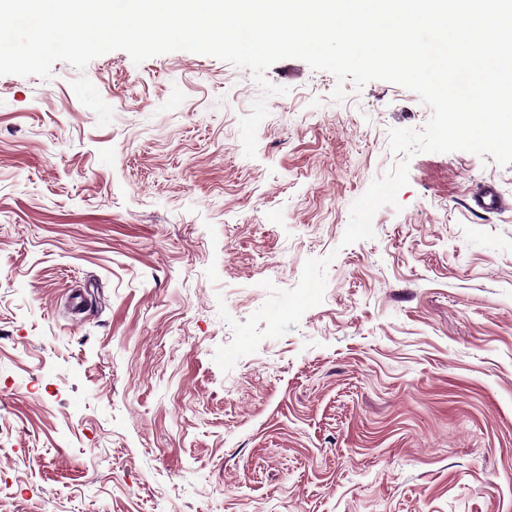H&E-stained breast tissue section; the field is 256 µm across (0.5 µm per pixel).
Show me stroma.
<instances>
[{"label":"stroma","instance_id":"1","mask_svg":"<svg viewBox=\"0 0 512 512\" xmlns=\"http://www.w3.org/2000/svg\"><path fill=\"white\" fill-rule=\"evenodd\" d=\"M265 78L288 92L249 158L261 91L216 58L0 75V512H512V210L468 206L512 165L416 153L342 245L389 130L433 111L294 58ZM327 255L322 303L222 371L263 281Z\"/></svg>","mask_w":512,"mask_h":512}]
</instances>
